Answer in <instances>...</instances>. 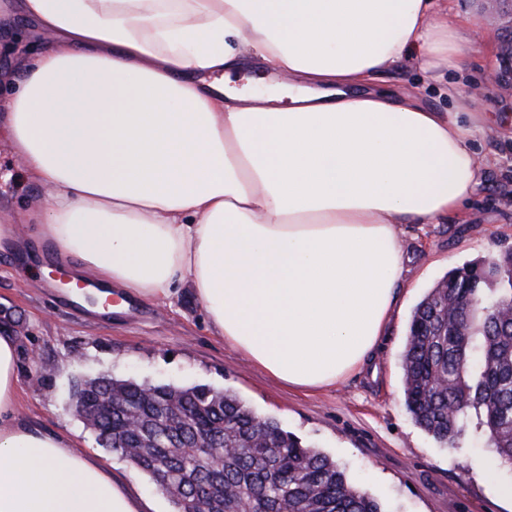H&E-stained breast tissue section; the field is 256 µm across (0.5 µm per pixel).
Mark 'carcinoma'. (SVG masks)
Segmentation results:
<instances>
[{"instance_id": "obj_1", "label": "carcinoma", "mask_w": 512, "mask_h": 512, "mask_svg": "<svg viewBox=\"0 0 512 512\" xmlns=\"http://www.w3.org/2000/svg\"><path fill=\"white\" fill-rule=\"evenodd\" d=\"M510 307L511 249L450 271L413 310L401 371L408 412L438 444L459 447L469 421L512 468V320L503 316ZM72 396L98 444L146 474L176 512L197 508L194 491L202 484L209 488L208 512H237L243 499L253 512H381L335 461L230 393L102 376L77 380ZM113 396L141 413L139 431L127 430L121 413L99 412ZM202 429L219 435L214 448L236 449L223 467L199 456Z\"/></svg>"}]
</instances>
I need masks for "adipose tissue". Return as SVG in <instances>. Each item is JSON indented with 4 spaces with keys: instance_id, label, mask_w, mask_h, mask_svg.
<instances>
[{
    "instance_id": "ef3b65f1",
    "label": "adipose tissue",
    "mask_w": 512,
    "mask_h": 512,
    "mask_svg": "<svg viewBox=\"0 0 512 512\" xmlns=\"http://www.w3.org/2000/svg\"><path fill=\"white\" fill-rule=\"evenodd\" d=\"M45 38L0 72L29 219L101 297L192 288L211 332L284 386L335 387L395 315L399 229L460 215L482 170L454 110L378 90L462 71L475 15L433 0H0ZM260 60L287 99L225 87ZM0 328V512H142L94 456L17 412Z\"/></svg>"
}]
</instances>
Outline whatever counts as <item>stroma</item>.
Returning a JSON list of instances; mask_svg holds the SVG:
<instances>
[{
    "label": "stroma",
    "mask_w": 512,
    "mask_h": 512,
    "mask_svg": "<svg viewBox=\"0 0 512 512\" xmlns=\"http://www.w3.org/2000/svg\"><path fill=\"white\" fill-rule=\"evenodd\" d=\"M463 14H481V41L470 48V68L452 71L456 97L439 93L415 66L389 69L387 88L416 93L436 109L463 108L484 93L485 76L496 61L504 30L480 0H453ZM0 67L38 42L31 20L0 22ZM484 119L471 139L484 161L483 182L462 217L410 229L404 239L405 270L396 288V316L375 350L372 365L336 388L306 394L287 388L212 336L192 289L181 288L172 305L130 301L127 310L99 314L74 309L61 285L51 249L28 227L21 250L38 278L23 279L16 258L0 253V326L18 338L19 400L23 418L68 434L76 449L91 454L126 482L145 512H175L172 502L119 455L100 447L77 416L71 399L75 379L102 374L154 384L206 385L242 399L257 415L277 420L302 442L332 458L351 481L377 500L382 512H512V498L495 488L512 484V470L496 465L482 438L464 432L458 449L443 448L408 413L400 359L416 304L448 271L496 257L512 248V97L486 96ZM35 189L23 178L0 133V215L26 225ZM41 362L33 364L31 351Z\"/></svg>",
    "instance_id": "35a3bbf8"
}]
</instances>
